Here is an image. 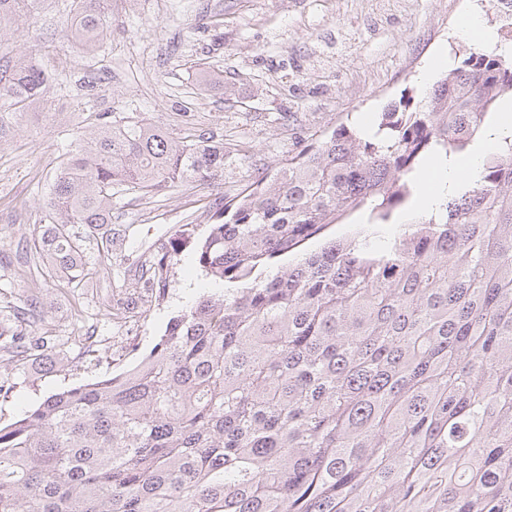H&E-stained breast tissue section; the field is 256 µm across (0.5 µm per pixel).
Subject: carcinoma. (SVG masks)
<instances>
[{"mask_svg":"<svg viewBox=\"0 0 512 512\" xmlns=\"http://www.w3.org/2000/svg\"><path fill=\"white\" fill-rule=\"evenodd\" d=\"M31 0H0V22ZM112 0H74L96 46ZM0 65L23 112L46 91ZM512 99V54L471 50L419 111L342 124L217 208L196 251L222 291L179 311L133 368L48 396L0 427V512H512V129L480 178L391 236L421 167L469 145ZM224 174V141L129 116L84 140L29 258L77 288L83 243L112 246V196ZM356 212L343 238L269 275ZM177 253L148 269L167 286Z\"/></svg>","mask_w":512,"mask_h":512,"instance_id":"cac0c4a2","label":"carcinoma"}]
</instances>
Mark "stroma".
I'll return each mask as SVG.
<instances>
[{
  "label": "stroma",
  "mask_w": 512,
  "mask_h": 512,
  "mask_svg": "<svg viewBox=\"0 0 512 512\" xmlns=\"http://www.w3.org/2000/svg\"><path fill=\"white\" fill-rule=\"evenodd\" d=\"M73 0H33L0 30V62L25 58L49 76L24 112L0 114V426L49 395L120 373L147 355L171 316L212 285L195 249L217 204L268 182L287 160L340 124L391 105L424 102L423 68L467 43L461 16L498 29V0H112V26L94 52L66 36ZM209 73L220 83L204 85ZM135 117L173 133L224 142L223 177L157 195L122 191L112 204V252L82 288L46 280L22 247L40 224L58 168L97 130L95 115ZM178 249L166 291L140 287L154 259ZM67 336L66 353L4 351L12 335Z\"/></svg>",
  "instance_id": "obj_1"
}]
</instances>
